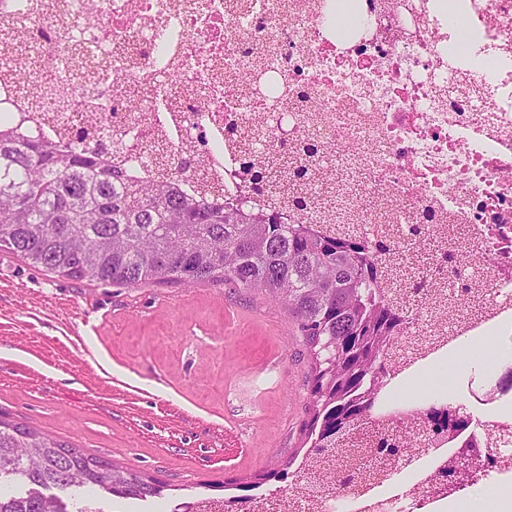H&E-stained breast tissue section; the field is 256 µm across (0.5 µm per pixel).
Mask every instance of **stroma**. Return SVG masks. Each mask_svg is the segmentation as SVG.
I'll list each match as a JSON object with an SVG mask.
<instances>
[{"label":"stroma","instance_id":"35a3bbf8","mask_svg":"<svg viewBox=\"0 0 512 512\" xmlns=\"http://www.w3.org/2000/svg\"><path fill=\"white\" fill-rule=\"evenodd\" d=\"M310 375L264 292L74 281L0 250V413L178 494L279 467Z\"/></svg>","mask_w":512,"mask_h":512}]
</instances>
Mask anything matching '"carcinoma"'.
Segmentation results:
<instances>
[{"label":"carcinoma","instance_id":"1","mask_svg":"<svg viewBox=\"0 0 512 512\" xmlns=\"http://www.w3.org/2000/svg\"><path fill=\"white\" fill-rule=\"evenodd\" d=\"M404 243H371L341 224L319 236L307 224H282L272 213L183 197L173 183L123 178L116 166L91 159L77 145L29 139L0 122V249L59 277L103 284L190 287L219 281L261 290L294 321L312 359L309 418L302 432L319 452L343 451L339 427H357L374 402L369 371L389 368L423 349L403 333L426 305L422 268L409 253L428 246L419 228ZM462 294L448 296L456 323L476 311L479 282L466 276ZM448 437L454 453L472 442L470 417L458 413ZM288 467L229 479L212 487L250 491L288 479ZM168 485L100 457L88 456L0 415V512H82L89 499H164Z\"/></svg>","mask_w":512,"mask_h":512}]
</instances>
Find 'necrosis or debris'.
I'll list each match as a JSON object with an SVG mask.
<instances>
[{"label":"necrosis or debris","mask_w":512,"mask_h":512,"mask_svg":"<svg viewBox=\"0 0 512 512\" xmlns=\"http://www.w3.org/2000/svg\"><path fill=\"white\" fill-rule=\"evenodd\" d=\"M334 0H0V112L25 136L88 150L121 144L110 162L143 181L171 159L189 198L236 200L279 213L283 223L422 224L444 240L468 233L466 255L484 262L482 317L436 336L422 357L401 363L370 419L373 428L425 425L422 400L401 390L472 338L503 346L512 321V0H455L469 34L456 31L443 0H419L411 17L397 0H356L353 30L338 35ZM457 19V20H458ZM20 53L27 79L8 57ZM263 140L277 163L300 159L323 184L322 161L343 183L328 212L278 207L256 190L246 141ZM433 448H406L381 466L362 464L351 493L307 492L316 456L304 457L282 493L243 512H446L434 493L442 475Z\"/></svg>","instance_id":"necrosis-or-debris-1"}]
</instances>
